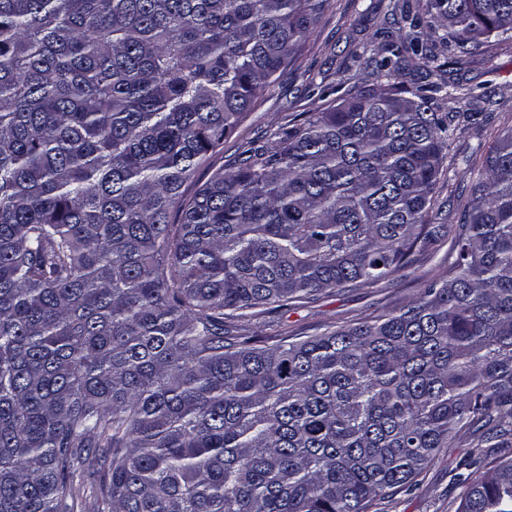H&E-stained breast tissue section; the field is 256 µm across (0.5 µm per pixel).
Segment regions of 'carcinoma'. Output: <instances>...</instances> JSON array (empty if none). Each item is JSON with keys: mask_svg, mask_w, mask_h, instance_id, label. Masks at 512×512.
Here are the masks:
<instances>
[{"mask_svg": "<svg viewBox=\"0 0 512 512\" xmlns=\"http://www.w3.org/2000/svg\"><path fill=\"white\" fill-rule=\"evenodd\" d=\"M326 2L0 0V512H367L440 448H512V128L414 305L235 335L442 236L443 149L477 116L437 111L446 81L359 89L184 198ZM427 6L378 76L512 38V0ZM464 468L459 512H512V457Z\"/></svg>", "mask_w": 512, "mask_h": 512, "instance_id": "1", "label": "carcinoma"}]
</instances>
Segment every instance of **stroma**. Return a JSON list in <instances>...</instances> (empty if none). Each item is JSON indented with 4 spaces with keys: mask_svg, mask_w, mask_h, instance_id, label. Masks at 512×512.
Listing matches in <instances>:
<instances>
[{
    "mask_svg": "<svg viewBox=\"0 0 512 512\" xmlns=\"http://www.w3.org/2000/svg\"><path fill=\"white\" fill-rule=\"evenodd\" d=\"M399 0H329L314 19L310 35L291 68L254 103L233 135L224 141L223 153L210 159L185 187L193 194L212 173L231 168L250 144L266 143L278 126L301 113L321 112L335 100L376 84L374 68L366 61L380 57L382 30L391 14L400 12ZM458 84V93L441 101L439 110L473 112L477 118L455 135L446 149V161L460 172L480 168L494 138L512 128V39L489 37L478 51L460 63L443 68H423L406 78L412 89L430 90L442 81ZM473 204L472 180L440 175L434 190L432 221L456 227ZM451 236H443L396 276L375 285L345 288L319 295L309 302L286 307L268 306L264 313L238 322L243 336L305 337L327 329L346 327L365 318L399 311L413 303L424 281L447 266ZM512 455L506 448H443L410 486L373 501L369 512H458L462 486L457 466L465 457L478 458L489 468L499 458Z\"/></svg>",
    "mask_w": 512,
    "mask_h": 512,
    "instance_id": "35a3bbf8",
    "label": "stroma"
}]
</instances>
